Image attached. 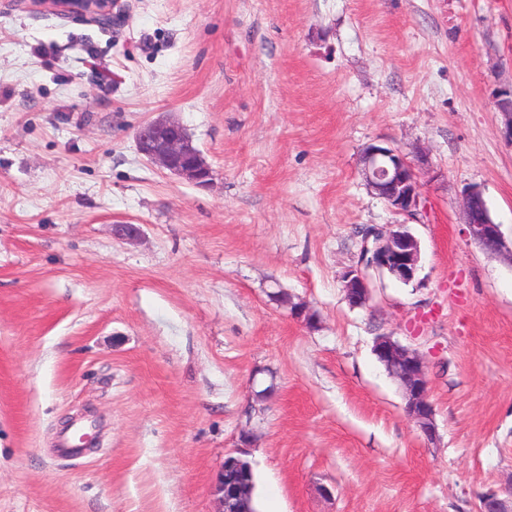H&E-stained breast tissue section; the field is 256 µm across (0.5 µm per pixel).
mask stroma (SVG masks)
<instances>
[{"label": "stroma", "instance_id": "obj_1", "mask_svg": "<svg viewBox=\"0 0 512 512\" xmlns=\"http://www.w3.org/2000/svg\"><path fill=\"white\" fill-rule=\"evenodd\" d=\"M511 87L512 0H115L103 25L0 0V512H214L236 450L259 512L506 497L512 266L461 204L512 234ZM162 113L208 187L137 151ZM373 142L416 154V217L364 184ZM403 223L416 279L350 307L363 229ZM378 336L423 356L436 443ZM71 422L98 441L63 460ZM463 211L468 236L485 251L502 256L512 266V240L505 239L500 224L490 214L482 193L470 190L463 198Z\"/></svg>", "mask_w": 512, "mask_h": 512}]
</instances>
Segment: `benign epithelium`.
<instances>
[{"label": "benign epithelium", "instance_id": "obj_1", "mask_svg": "<svg viewBox=\"0 0 512 512\" xmlns=\"http://www.w3.org/2000/svg\"><path fill=\"white\" fill-rule=\"evenodd\" d=\"M32 4L104 23L110 18L114 0H32ZM498 107L504 116V136L512 141V88L500 95ZM135 141L140 154L179 179L197 187L211 183L212 169L174 118L162 116L144 122L135 133ZM360 172L367 187L394 212L415 215L421 204L422 184L416 164L408 154L391 145L370 144L361 154ZM463 211L468 236L485 251L512 265V242L505 239L500 225L493 221L479 190L472 189L464 196ZM420 260L419 240L406 225L367 229L356 266L342 275L345 299L353 307L366 305L375 275L387 274L404 284L412 282L420 269ZM373 354L397 380L407 416L429 442H435L437 434L423 357L389 336L375 339ZM250 474L248 461L232 455L224 458L214 483L215 512H251ZM480 512H512V505L490 494L483 499Z\"/></svg>", "mask_w": 512, "mask_h": 512}]
</instances>
